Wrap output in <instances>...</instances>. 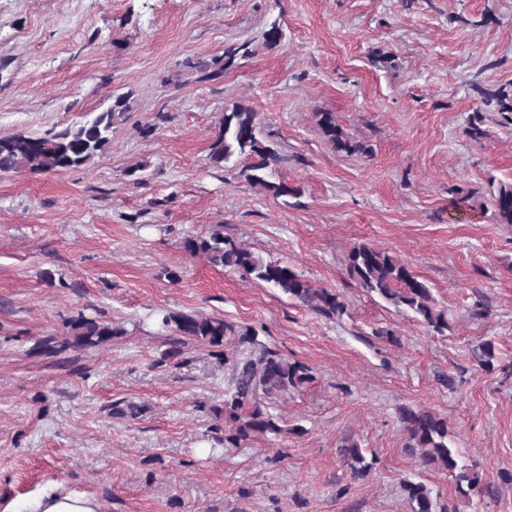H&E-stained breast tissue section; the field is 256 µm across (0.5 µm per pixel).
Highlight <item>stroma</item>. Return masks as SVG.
<instances>
[{"instance_id": "35a3bbf8", "label": "stroma", "mask_w": 512, "mask_h": 512, "mask_svg": "<svg viewBox=\"0 0 512 512\" xmlns=\"http://www.w3.org/2000/svg\"><path fill=\"white\" fill-rule=\"evenodd\" d=\"M245 41L252 55L223 76L197 69ZM483 88L512 93V0H0V136L60 131L128 97L90 164L0 173V512L51 489L100 512H412L408 477L450 512H512V226L490 204L512 183V121ZM236 103L297 196L213 165ZM325 112L359 151L327 142ZM218 224L339 293L344 315L186 251ZM362 243L429 285L445 334L350 278ZM166 309L253 327L311 368L272 401L288 433L225 443L238 343L172 354ZM80 313L121 335L68 346ZM402 406L447 419L480 477L469 496L407 451ZM348 439L365 480L342 461ZM340 452L344 458V462L351 471V476L354 480L363 478L370 469V464L364 463V456L361 448L357 443L345 444L341 447Z\"/></svg>"}]
</instances>
